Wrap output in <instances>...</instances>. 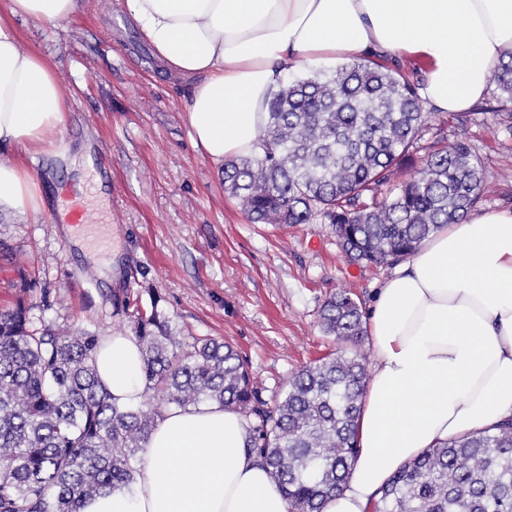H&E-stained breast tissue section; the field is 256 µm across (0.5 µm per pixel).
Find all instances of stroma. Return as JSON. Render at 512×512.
<instances>
[{
	"mask_svg": "<svg viewBox=\"0 0 512 512\" xmlns=\"http://www.w3.org/2000/svg\"><path fill=\"white\" fill-rule=\"evenodd\" d=\"M21 47L57 70L66 93V129L43 154L0 148V160L46 170L51 193L42 210L0 212V309L31 301V314L59 325L126 332L117 309L124 288H151L179 328L233 345L272 399L300 367L335 348L320 312L346 291L370 307L393 268L353 263L332 225L251 223L224 191L221 164L193 146L188 83L170 76L114 0H82L52 26L12 15ZM493 97L456 117L429 111L420 147L464 141L483 166L480 209L512 207V120ZM89 154L79 175L70 160ZM84 178L81 209L93 254L76 248L59 202L73 200Z\"/></svg>",
	"mask_w": 512,
	"mask_h": 512,
	"instance_id": "obj_1",
	"label": "stroma"
}]
</instances>
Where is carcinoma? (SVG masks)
<instances>
[{
    "mask_svg": "<svg viewBox=\"0 0 512 512\" xmlns=\"http://www.w3.org/2000/svg\"><path fill=\"white\" fill-rule=\"evenodd\" d=\"M489 83L512 105V54ZM415 84L385 61L285 78L272 94L262 152L224 162V188L254 223L335 225L348 258L395 264L486 190L459 141L435 149L394 196L380 188L403 167L425 127ZM161 297L126 289L122 312L143 360L145 391L120 405L101 383L97 329L31 317L23 300L0 311V512H80L82 503L135 482L139 453L170 407L216 403L248 424L249 449L267 467L288 512H321L357 458L367 370L357 350L363 314L330 296L323 333L339 348L294 373L273 403L230 344L186 335ZM373 512H512V424L427 449L382 489Z\"/></svg>",
    "mask_w": 512,
    "mask_h": 512,
    "instance_id": "obj_1",
    "label": "carcinoma"
}]
</instances>
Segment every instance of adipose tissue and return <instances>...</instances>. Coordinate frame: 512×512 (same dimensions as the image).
Returning a JSON list of instances; mask_svg holds the SVG:
<instances>
[{
  "label": "adipose tissue",
  "mask_w": 512,
  "mask_h": 512,
  "mask_svg": "<svg viewBox=\"0 0 512 512\" xmlns=\"http://www.w3.org/2000/svg\"><path fill=\"white\" fill-rule=\"evenodd\" d=\"M159 63L190 81L192 143L212 161L255 155L271 91L287 69L365 59H422L419 88L440 112L486 98L512 52V0H116ZM80 0H11L12 14L56 25ZM65 91L43 56L0 21V147L28 154L63 135ZM34 170L0 161V210H38ZM373 371L359 453L323 512H368L390 476L445 442L512 423V208L443 226L379 288L367 316ZM133 337H104L100 380L119 403L140 401ZM248 425L208 404L168 410L141 454L132 490L80 512H288L249 452Z\"/></svg>",
  "instance_id": "1"
}]
</instances>
